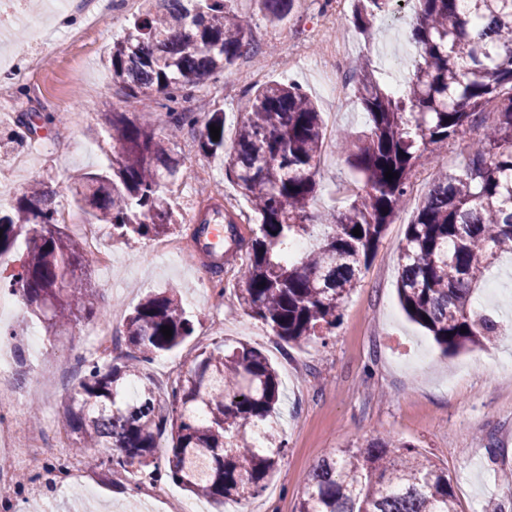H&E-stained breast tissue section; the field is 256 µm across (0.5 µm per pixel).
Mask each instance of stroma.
Segmentation results:
<instances>
[{"label": "stroma", "instance_id": "stroma-1", "mask_svg": "<svg viewBox=\"0 0 512 512\" xmlns=\"http://www.w3.org/2000/svg\"><path fill=\"white\" fill-rule=\"evenodd\" d=\"M234 7L252 51L194 88L179 104L182 110L200 114L223 111L224 137L229 141L254 89L273 80L300 85L334 130L361 132L367 116L355 96L356 62L369 56L378 65L381 80L394 85L395 74L382 68V57L390 48L409 46L408 17L415 12L414 5H394L393 15L376 20L367 38L341 17L310 42L308 30L334 11V0H297L292 13L275 23L266 19L257 0H235ZM140 9L141 0H112L110 16L84 42L62 54L30 43L18 48L17 37L25 33V26L10 17L0 23V72L13 77L12 82L0 83V131L13 128L22 112L59 118L38 139L0 158V167L10 172L6 185L11 196L43 179L57 187V203L67 210L68 187L76 176L108 164L112 139L101 104L108 100L114 109L123 110L124 94L113 85L106 59L113 41ZM336 43L347 49L348 68L344 90L332 100L324 86L332 74L326 58ZM292 51L297 59L288 71L279 61ZM35 54L40 64L32 71L28 63ZM174 152L191 170L203 165L211 169L215 202H231L225 219L238 212L247 216L238 232L250 238L258 217L227 179L221 159L202 156L190 134L177 141ZM316 179L319 191L312 207L318 211L344 210L362 188L360 175L332 143L322 147ZM432 179L429 169L413 174L403 209L346 300L340 326L323 343L286 344L244 312L236 292L244 253L225 260L224 297L218 300L206 296L200 286L213 273L196 252L178 259L157 256L152 241L129 246L114 239L106 225H99L105 244L116 252L110 272L94 265L87 272L104 311L115 310L124 317L146 294L173 288L195 318L194 335L171 357H157L151 364L159 384L174 378L166 367L168 359L185 364L190 355L225 338L261 349L278 369L285 455L266 488L238 501L237 512H296L313 466L328 449L383 439L411 444L445 470L459 512H512V484L500 478L503 469L512 468V375L500 370L501 364L512 363V254L502 253L488 274L489 283L500 285V292L480 297L503 326L499 339L486 348L443 356L425 329L407 319L398 300L399 249ZM40 335V351L26 352L25 357L41 388L34 392L24 384L13 394L26 402L38 400L37 426L43 446L50 450L64 429L61 402L77 389L83 377L81 364L92 358L93 351L79 327L66 336H53L45 328ZM83 500L90 512H148L131 472L116 466L40 479L29 485L27 497L16 502L14 512H71L72 504Z\"/></svg>", "mask_w": 512, "mask_h": 512}]
</instances>
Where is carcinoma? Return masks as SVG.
Masks as SVG:
<instances>
[{"label":"carcinoma","instance_id":"1","mask_svg":"<svg viewBox=\"0 0 512 512\" xmlns=\"http://www.w3.org/2000/svg\"><path fill=\"white\" fill-rule=\"evenodd\" d=\"M232 0H144L140 15L112 43V83L126 90L127 110L106 105L112 160L85 172L71 189L88 224H108L135 242L154 239L178 224L166 194L183 178L172 139L196 135L205 157L224 171L253 205L259 224L239 270L247 314L287 343L334 333L362 268L393 223L419 167L435 164L432 146L483 122L468 160L439 170L407 224L400 248L398 297L405 313L428 330L445 352L484 348L500 334L498 321L473 304L486 272L512 251V0H416L413 78L396 94L360 67L358 101L368 128L352 141L336 134L365 193L340 212L309 209L325 138L321 112L294 84L268 82L248 99L232 150L210 126L224 113H168V129L133 117L141 96L172 101L223 72L250 42ZM271 22L291 13L296 0H260ZM392 0H353L351 25L370 33ZM51 114L23 113L17 129L0 135L19 146L55 125ZM396 177L386 179L385 172ZM57 191L39 180L16 204L0 210V256L24 247L9 291L54 330L105 318L89 288L90 254L57 222ZM360 228L361 235H353ZM172 329L165 338L162 327ZM465 332H460V329ZM194 332L192 316L172 289L143 298L126 318L133 352L118 363L85 361L79 390L64 401V426L75 451L112 448V464L134 467L149 482L170 480L209 499L218 512L245 493L256 495L275 474L287 447L280 417L278 374L266 355L240 341L213 343L188 370L163 388L147 365ZM170 434L166 457L157 438ZM297 512H457L448 475L405 443L376 440L330 449L313 468Z\"/></svg>","mask_w":512,"mask_h":512}]
</instances>
